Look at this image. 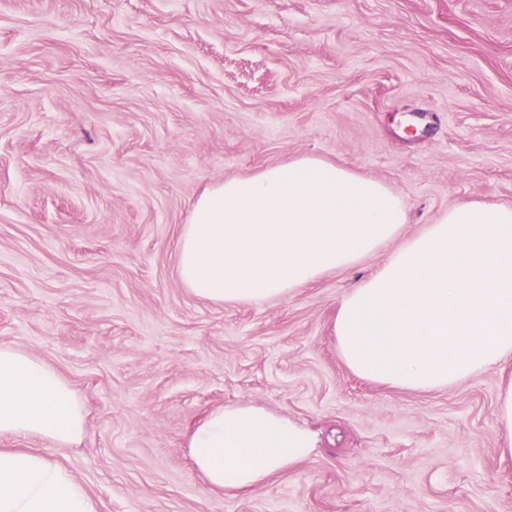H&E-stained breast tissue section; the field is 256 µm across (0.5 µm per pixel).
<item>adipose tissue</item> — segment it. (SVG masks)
Returning <instances> with one entry per match:
<instances>
[{
    "label": "adipose tissue",
    "instance_id": "ef3b65f1",
    "mask_svg": "<svg viewBox=\"0 0 512 512\" xmlns=\"http://www.w3.org/2000/svg\"><path fill=\"white\" fill-rule=\"evenodd\" d=\"M403 198L385 183L302 155L224 180L194 203L178 274L202 299L258 303L383 248L382 267L340 299L338 351L358 376L409 391L444 390L512 356V204H457L409 239ZM83 410L44 363L0 346V435L59 443ZM195 468L216 491L245 494L309 460L312 433L243 403L188 433ZM0 512H96L83 486L43 456L0 451Z\"/></svg>",
    "mask_w": 512,
    "mask_h": 512
}]
</instances>
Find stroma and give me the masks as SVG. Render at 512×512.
<instances>
[{"mask_svg":"<svg viewBox=\"0 0 512 512\" xmlns=\"http://www.w3.org/2000/svg\"><path fill=\"white\" fill-rule=\"evenodd\" d=\"M297 155L398 191L405 239L454 205L512 203V0H0V346L85 412L76 442L0 449L63 467L97 512H512L511 356L415 392L339 355V300L388 250L257 304L180 280L196 199ZM239 403L317 449L227 495L187 434ZM498 420L504 448L503 456L512 457V384L502 390L498 399Z\"/></svg>","mask_w":512,"mask_h":512,"instance_id":"obj_1","label":"stroma"}]
</instances>
